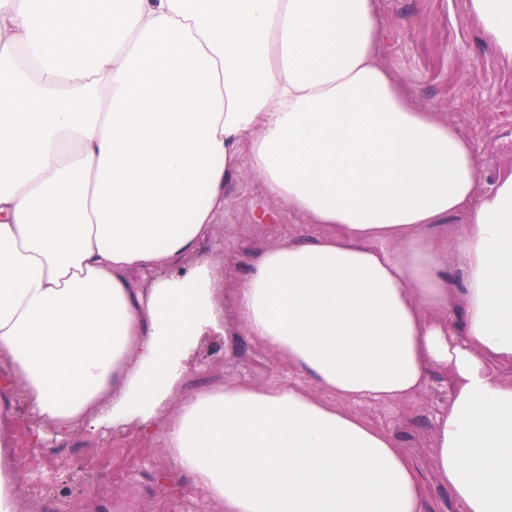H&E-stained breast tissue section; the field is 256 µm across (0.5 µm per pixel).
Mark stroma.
I'll return each instance as SVG.
<instances>
[{"label": "stroma", "instance_id": "stroma-1", "mask_svg": "<svg viewBox=\"0 0 512 512\" xmlns=\"http://www.w3.org/2000/svg\"><path fill=\"white\" fill-rule=\"evenodd\" d=\"M388 33L381 48L383 63L409 91L416 106L443 113L465 131L481 160L479 190L501 173L512 171V62L498 57L490 40L467 10L465 0H378ZM276 202L262 191L256 176L242 169L229 188L224 215L201 242L199 253L220 262L227 278L243 271L252 254L285 239L291 230L316 237L318 224L288 218L261 222ZM190 367L193 387L221 385L246 378L259 385L294 379L274 353L244 336L207 334L198 338ZM448 381L435 379L419 392L412 409L374 401H347L348 411L398 433L414 455L428 483L435 512H463L428 468L432 423L447 402ZM33 418L24 405L11 415L16 466L22 475L21 506L32 512H110L129 502L134 512H180L181 507L221 512L218 503L189 492L174 495L166 451L159 443L138 439L132 429L78 427L63 440L46 436L30 447L27 431Z\"/></svg>", "mask_w": 512, "mask_h": 512}]
</instances>
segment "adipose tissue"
I'll return each instance as SVG.
<instances>
[{
    "mask_svg": "<svg viewBox=\"0 0 512 512\" xmlns=\"http://www.w3.org/2000/svg\"><path fill=\"white\" fill-rule=\"evenodd\" d=\"M466 9L512 60V0ZM384 35L377 0H0V414L23 399L36 443L135 426L224 512H431L399 435L343 402L446 375L433 470L463 512H512V172L478 193L470 138L414 105ZM245 167L325 232L255 253L230 316L198 248ZM218 328L332 401L187 393Z\"/></svg>",
    "mask_w": 512,
    "mask_h": 512,
    "instance_id": "ef3b65f1",
    "label": "adipose tissue"
}]
</instances>
